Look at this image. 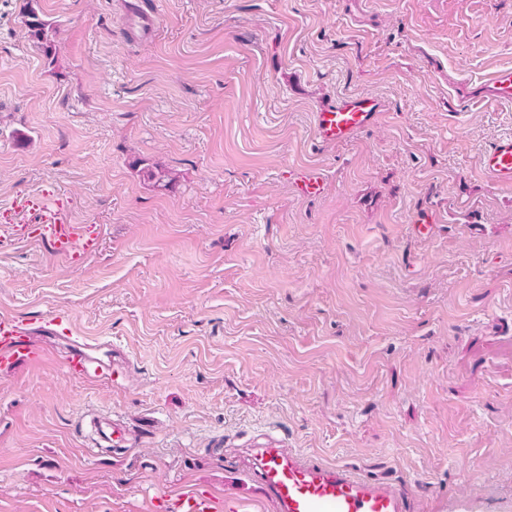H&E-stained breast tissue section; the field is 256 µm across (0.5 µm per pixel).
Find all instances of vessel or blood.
<instances>
[{
    "label": "vessel or blood",
    "mask_w": 512,
    "mask_h": 512,
    "mask_svg": "<svg viewBox=\"0 0 512 512\" xmlns=\"http://www.w3.org/2000/svg\"><path fill=\"white\" fill-rule=\"evenodd\" d=\"M488 86L492 99L512 101V68L496 71ZM381 110L376 97L339 96L315 113V138L324 145L345 141L372 125ZM480 166L494 184L512 186V137L492 143ZM291 184L299 196H315L324 189L325 175L321 169L307 168L294 173ZM37 209L42 223L50 228L55 254L67 256L78 247L89 255L97 251V242L82 239L60 217L53 200L42 199ZM52 341L65 344V352L57 354L56 361L70 376L89 384L128 377L125 358L116 356L105 362L95 357L91 339L74 334L71 328H59L55 316L30 322L4 312L0 313V374L32 366L45 356ZM97 432L111 447L125 448L130 443L127 426L116 421L100 420ZM246 467L275 512H410V498L398 484L359 476L344 464L287 451L276 435H265L256 444ZM162 512H224V502L209 492L190 490L163 499Z\"/></svg>",
    "instance_id": "vessel-or-blood-1"
}]
</instances>
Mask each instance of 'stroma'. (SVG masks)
Returning a JSON list of instances; mask_svg holds the SVG:
<instances>
[{
  "mask_svg": "<svg viewBox=\"0 0 512 512\" xmlns=\"http://www.w3.org/2000/svg\"><path fill=\"white\" fill-rule=\"evenodd\" d=\"M127 2L0 0V311L61 314L132 364L118 388L50 357L0 375V512H150L187 486L273 512L228 463L270 431L413 512H512V187L478 167L512 135V102L484 98L512 0H143L147 35ZM344 94L383 110L320 145ZM306 167L318 197L291 189ZM43 194L96 255L17 233ZM95 415L131 446L91 450ZM28 26L34 32V35L38 36V39L41 40V48L47 58H50L52 55V40L48 38V33L53 31L52 23H48L44 21L42 18L36 14L35 11L30 10L28 12ZM50 30V31H49ZM291 184L299 196H316L324 189L325 175L319 168H307L294 173Z\"/></svg>",
  "mask_w": 512,
  "mask_h": 512,
  "instance_id": "stroma-1",
  "label": "stroma"
}]
</instances>
